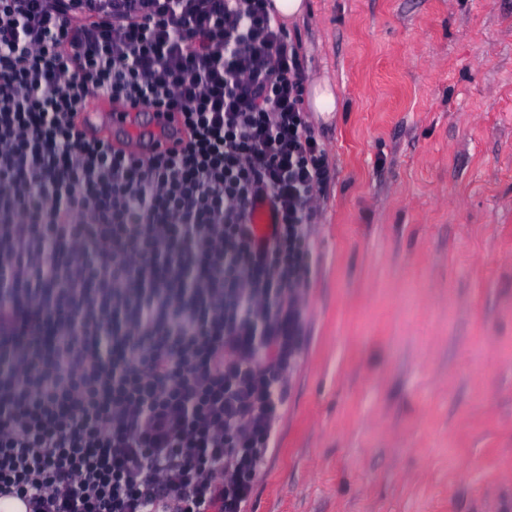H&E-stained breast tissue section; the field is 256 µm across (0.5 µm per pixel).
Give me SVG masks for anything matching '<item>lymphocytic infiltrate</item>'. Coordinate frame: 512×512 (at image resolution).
Here are the masks:
<instances>
[{"label": "lymphocytic infiltrate", "mask_w": 512, "mask_h": 512, "mask_svg": "<svg viewBox=\"0 0 512 512\" xmlns=\"http://www.w3.org/2000/svg\"><path fill=\"white\" fill-rule=\"evenodd\" d=\"M270 5L0 0V496L26 512H245L330 177ZM92 95L186 139L127 155L77 128Z\"/></svg>", "instance_id": "1"}]
</instances>
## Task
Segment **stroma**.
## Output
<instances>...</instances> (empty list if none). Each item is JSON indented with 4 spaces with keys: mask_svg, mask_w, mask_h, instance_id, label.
I'll return each mask as SVG.
<instances>
[{
    "mask_svg": "<svg viewBox=\"0 0 512 512\" xmlns=\"http://www.w3.org/2000/svg\"><path fill=\"white\" fill-rule=\"evenodd\" d=\"M331 179L248 512H512V0H307ZM307 97L313 112H333L337 109V97L328 80L316 82L309 87Z\"/></svg>",
    "mask_w": 512,
    "mask_h": 512,
    "instance_id": "35a3bbf8",
    "label": "stroma"
}]
</instances>
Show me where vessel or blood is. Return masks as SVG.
Instances as JSON below:
<instances>
[{
  "label": "vessel or blood",
  "mask_w": 512,
  "mask_h": 512,
  "mask_svg": "<svg viewBox=\"0 0 512 512\" xmlns=\"http://www.w3.org/2000/svg\"><path fill=\"white\" fill-rule=\"evenodd\" d=\"M76 122L86 132L146 156L178 150L183 137L178 114L130 102L115 104L103 97L85 101Z\"/></svg>",
  "instance_id": "obj_1"
}]
</instances>
